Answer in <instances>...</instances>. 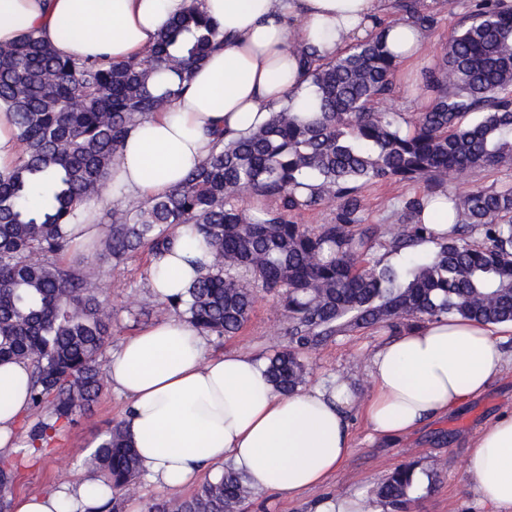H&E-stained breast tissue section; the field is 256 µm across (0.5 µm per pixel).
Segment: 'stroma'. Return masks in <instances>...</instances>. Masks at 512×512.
I'll return each instance as SVG.
<instances>
[{"mask_svg": "<svg viewBox=\"0 0 512 512\" xmlns=\"http://www.w3.org/2000/svg\"><path fill=\"white\" fill-rule=\"evenodd\" d=\"M478 2L424 0L422 9L433 18L428 29L429 42L418 60L398 65L393 78V111L407 118L427 105L430 94L426 77L437 70L449 36ZM433 191V186L424 182L386 181L366 186L361 191L365 221L384 229L400 223L407 200ZM151 261V255L143 248L117 268L99 253L80 260L92 274L101 299L112 309V347H119L124 339L150 322L174 315L168 303L157 298L150 288ZM391 335L386 327L360 329L305 354L309 383L337 374L349 375L359 392H367L361 366L375 347ZM287 345L288 319L277 298L261 290L257 291L250 317L238 335L211 339V349L217 354L243 351L262 357ZM124 408L123 397L113 392L111 386H104L91 411L54 437L50 454L35 466L21 470L15 495L49 490L86 470L91 449L97 447L111 422L121 420ZM506 411H512V365L504 368L468 404L393 444L369 440L359 414L350 412L354 449L337 475L296 500L272 493L252 495L247 512H312L317 501L331 496H354L369 501L387 475L408 462L438 471L435 490L421 499L412 512H490L474 493L466 441L480 425Z\"/></svg>", "mask_w": 512, "mask_h": 512, "instance_id": "35a3bbf8", "label": "stroma"}]
</instances>
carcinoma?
Returning <instances> with one entry per match:
<instances>
[{
	"mask_svg": "<svg viewBox=\"0 0 512 512\" xmlns=\"http://www.w3.org/2000/svg\"><path fill=\"white\" fill-rule=\"evenodd\" d=\"M401 20L424 25L416 0H400ZM224 33L192 0L167 22L146 64L59 57L36 30L0 45V102L22 147L0 177V363L31 371V407L48 417L28 432L40 450L91 410L102 391L99 359L112 339V309L82 269L62 261L63 225L106 186L112 160L130 131L187 89L189 74ZM319 111L288 105L235 138L216 134L211 155L167 194L129 208L112 204L100 246L115 268L145 248L156 258L190 224L213 263L169 307L207 335L234 336L247 322L254 289L277 294L288 317L289 346L267 358L275 386L306 382L301 353L357 329L412 328L448 317L512 323V188L472 187L446 198L453 224L443 233L422 213L432 196L405 204L403 220L379 241L363 223L360 191L399 179L449 185L467 172L512 165V3L488 0L454 31L439 73L429 77L428 107L401 124L388 94L396 56L379 32L336 59L300 48ZM164 71L179 83L152 91ZM479 115L470 123L467 117ZM273 199L249 212L241 194ZM336 208V223L310 230L290 212ZM422 241L435 251L421 254ZM405 252L399 266L371 258L376 244ZM112 489L135 494L139 463L123 422L107 429L90 457ZM22 459H0V512H10ZM415 464L395 468L377 487L391 512L421 499ZM249 484L231 469L188 497L172 496L148 512H242Z\"/></svg>",
	"mask_w": 512,
	"mask_h": 512,
	"instance_id": "cac0c4a2",
	"label": "carcinoma"
}]
</instances>
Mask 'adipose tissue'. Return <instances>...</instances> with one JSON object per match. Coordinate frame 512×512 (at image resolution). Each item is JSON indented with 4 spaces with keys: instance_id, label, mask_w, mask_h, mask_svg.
Returning a JSON list of instances; mask_svg holds the SVG:
<instances>
[{
    "instance_id": "obj_1",
    "label": "adipose tissue",
    "mask_w": 512,
    "mask_h": 512,
    "mask_svg": "<svg viewBox=\"0 0 512 512\" xmlns=\"http://www.w3.org/2000/svg\"><path fill=\"white\" fill-rule=\"evenodd\" d=\"M190 0H0V45L37 29L57 55L115 63L145 59L161 28ZM224 32V46L189 77L185 92L141 121L112 161L108 189L79 206L65 230L71 248L90 252L104 232L100 211L114 198L138 201L180 185L210 154L211 133L243 132L284 103L315 109L297 47L335 59L383 31L398 61L418 55L425 28L385 21L391 0H200ZM68 34H61V25ZM211 257L189 226L152 262L159 298L183 293ZM498 326L457 317L424 321L384 342L367 360L368 395L335 376L291 394L275 390L263 360L244 352L213 354L205 334L179 318L156 322L111 354L106 375L127 407L122 421L151 485L178 490L205 468L242 474L252 490L296 498L336 474L352 451L345 411L358 408L374 437L392 439L448 415L480 395L503 364ZM30 373L0 364V454L15 446L29 410ZM468 468L478 500L512 512V413L470 439ZM111 490L78 473L47 492L16 499L13 512H92Z\"/></svg>"
}]
</instances>
